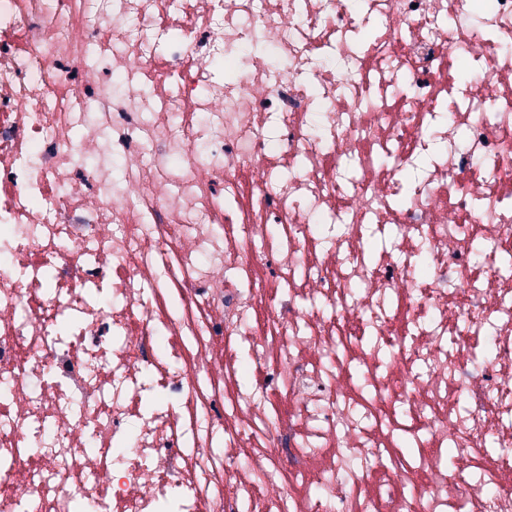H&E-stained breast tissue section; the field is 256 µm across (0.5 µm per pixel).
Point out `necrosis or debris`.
<instances>
[{
  "mask_svg": "<svg viewBox=\"0 0 512 512\" xmlns=\"http://www.w3.org/2000/svg\"><path fill=\"white\" fill-rule=\"evenodd\" d=\"M506 255L512 0H0V512H512Z\"/></svg>",
  "mask_w": 512,
  "mask_h": 512,
  "instance_id": "obj_1",
  "label": "necrosis or debris"
}]
</instances>
